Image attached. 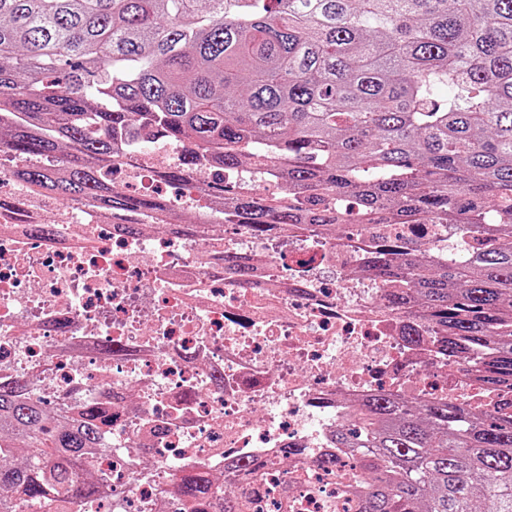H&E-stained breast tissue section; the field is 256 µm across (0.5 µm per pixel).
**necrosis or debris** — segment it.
Masks as SVG:
<instances>
[{"instance_id":"1","label":"necrosis or debris","mask_w":512,"mask_h":512,"mask_svg":"<svg viewBox=\"0 0 512 512\" xmlns=\"http://www.w3.org/2000/svg\"><path fill=\"white\" fill-rule=\"evenodd\" d=\"M187 147L152 141L114 162L128 183L156 191L157 174ZM195 169L168 206L189 232L62 205L13 180L0 159V382L47 407L111 416L108 446L86 478L100 484L69 512H179L172 470H204L213 501L246 486L231 461H254L267 483L255 512L287 497L293 512H351L343 475L322 472L339 425L385 393L420 404L497 408L473 370L448 371L438 342L369 271L377 238L357 224L325 233L288 225L255 236L220 224ZM34 224L52 235L31 234ZM236 255L246 278L224 271Z\"/></svg>"}]
</instances>
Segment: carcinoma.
<instances>
[{"label": "carcinoma", "mask_w": 512, "mask_h": 512, "mask_svg": "<svg viewBox=\"0 0 512 512\" xmlns=\"http://www.w3.org/2000/svg\"><path fill=\"white\" fill-rule=\"evenodd\" d=\"M186 143L164 177L207 167L226 224H454L453 262L382 233L369 268L440 334V356L512 394V0H0V151L12 177L73 204L151 219L165 204L112 185V160ZM292 196L240 194L249 159ZM336 430L359 467L354 512H512V403L494 411L376 393ZM0 512L95 495L97 411L51 419L0 387ZM199 505L205 474H172ZM219 512H251L226 495Z\"/></svg>", "instance_id": "1"}]
</instances>
